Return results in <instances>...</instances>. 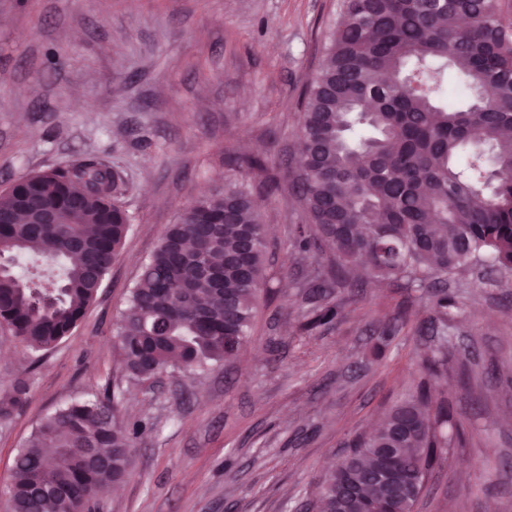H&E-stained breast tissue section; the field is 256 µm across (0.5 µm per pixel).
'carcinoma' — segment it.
I'll return each mask as SVG.
<instances>
[{
    "label": "carcinoma",
    "instance_id": "1",
    "mask_svg": "<svg viewBox=\"0 0 512 512\" xmlns=\"http://www.w3.org/2000/svg\"><path fill=\"white\" fill-rule=\"evenodd\" d=\"M340 18L302 93L298 186L308 224L294 249L329 255L310 283L309 328L343 317L347 269L365 278L432 288L429 350L420 380L324 478L317 512H366L382 490L375 471L394 449L423 494L449 447L448 327L460 301L443 278L474 265L512 271V0H342ZM468 99L450 100L448 80ZM121 176L95 156L35 173L0 192V256H34L62 273L50 291L0 270V323L30 352L46 353L77 327L122 249L131 215ZM268 240L240 180L192 200L167 227L129 290L116 342L127 380L177 365L187 374L236 359L266 288ZM404 307L380 331L389 343ZM18 378L0 395V420L27 400ZM119 386L47 415L17 453L13 512H56L58 498L92 512L125 482L142 421L116 415Z\"/></svg>",
    "mask_w": 512,
    "mask_h": 512
}]
</instances>
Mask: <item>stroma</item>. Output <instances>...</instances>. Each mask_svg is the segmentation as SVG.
I'll return each mask as SVG.
<instances>
[{"mask_svg": "<svg viewBox=\"0 0 512 512\" xmlns=\"http://www.w3.org/2000/svg\"><path fill=\"white\" fill-rule=\"evenodd\" d=\"M341 0H0V190L94 155L124 179L133 217L96 299L61 344L26 351L0 327V394L26 376L25 406L0 421V484L39 421L105 383L121 417L151 425L130 477L100 512H306L322 478L404 397L426 349L424 291L353 289L339 322L302 324L320 258L292 247L306 222L294 189L300 98ZM262 158L249 188L268 228V288L237 362L123 377L116 323L142 264L193 199ZM463 299L438 384L460 442L445 449L415 512H512V274L448 278ZM408 304L409 320L376 349Z\"/></svg>", "mask_w": 512, "mask_h": 512, "instance_id": "stroma-1", "label": "stroma"}]
</instances>
